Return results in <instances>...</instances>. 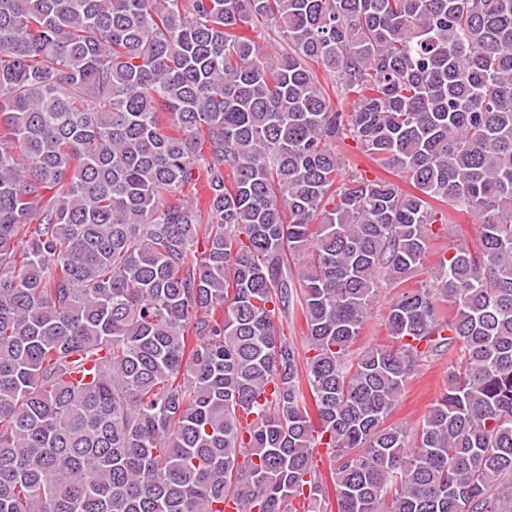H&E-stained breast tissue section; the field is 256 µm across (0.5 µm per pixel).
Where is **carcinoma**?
<instances>
[{
  "label": "carcinoma",
  "mask_w": 512,
  "mask_h": 512,
  "mask_svg": "<svg viewBox=\"0 0 512 512\" xmlns=\"http://www.w3.org/2000/svg\"><path fill=\"white\" fill-rule=\"evenodd\" d=\"M301 499L512 512V0H0V512ZM448 224H433L434 235L431 240L430 249L426 255L427 267L437 265L440 256L448 248V243L455 241L475 242L479 234V223L471 215L465 212L450 210ZM380 297L374 309V314L369 325L358 341L350 349V355L355 357L367 346L389 345L390 337L384 325V318L390 302L396 297L398 289L386 288L384 285L380 289ZM283 328L286 337L296 345L301 356H304V350L306 349V327L299 306H295L294 314L290 313L286 319H283ZM448 354L419 361L396 405L391 423L413 429L447 387Z\"/></svg>",
  "instance_id": "carcinoma-1"
}]
</instances>
